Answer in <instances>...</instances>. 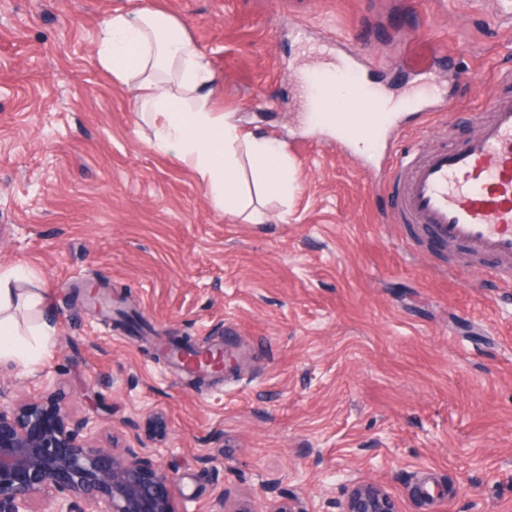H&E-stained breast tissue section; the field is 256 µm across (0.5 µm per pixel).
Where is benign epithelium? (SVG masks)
I'll return each mask as SVG.
<instances>
[{"mask_svg":"<svg viewBox=\"0 0 512 512\" xmlns=\"http://www.w3.org/2000/svg\"><path fill=\"white\" fill-rule=\"evenodd\" d=\"M98 421L77 418L52 392L14 402L0 386V512H37L48 498L53 512H174L156 489L174 484L164 469L144 467L138 453L95 444ZM342 512H397L374 483L351 481Z\"/></svg>","mask_w":512,"mask_h":512,"instance_id":"7a95c632","label":"benign epithelium"}]
</instances>
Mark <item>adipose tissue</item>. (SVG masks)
Returning <instances> with one entry per match:
<instances>
[{"label": "adipose tissue", "mask_w": 512, "mask_h": 512, "mask_svg": "<svg viewBox=\"0 0 512 512\" xmlns=\"http://www.w3.org/2000/svg\"><path fill=\"white\" fill-rule=\"evenodd\" d=\"M96 59L114 81L134 86L152 129L155 149L191 167L212 201L223 209L243 203L239 172L249 160L263 194L293 189L288 156L273 140L241 135L214 110L220 78L188 36L182 22L139 0L100 25ZM43 288L19 267L0 270V363L29 364L44 354L56 333L46 318ZM28 314L19 322L18 311Z\"/></svg>", "instance_id": "adipose-tissue-1"}]
</instances>
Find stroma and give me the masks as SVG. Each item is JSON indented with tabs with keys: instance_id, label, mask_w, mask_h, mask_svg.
<instances>
[{
	"instance_id": "obj_1",
	"label": "stroma",
	"mask_w": 512,
	"mask_h": 512,
	"mask_svg": "<svg viewBox=\"0 0 512 512\" xmlns=\"http://www.w3.org/2000/svg\"><path fill=\"white\" fill-rule=\"evenodd\" d=\"M153 3L220 75L217 109L283 144L294 191L250 224L154 149L96 63L101 18L135 0H0V269L32 273L56 328L37 364L0 363L12 397L56 383L98 445L173 474L177 512H341L354 479L398 512H512V288L411 234L382 187L396 133L428 155L512 94L499 0ZM345 57L401 104L361 154L307 107V74ZM87 281L147 331L86 310ZM184 338L243 365L155 359Z\"/></svg>"
}]
</instances>
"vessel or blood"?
Here are the masks:
<instances>
[{"instance_id": "vessel-or-blood-1", "label": "vessel or blood", "mask_w": 512, "mask_h": 512, "mask_svg": "<svg viewBox=\"0 0 512 512\" xmlns=\"http://www.w3.org/2000/svg\"><path fill=\"white\" fill-rule=\"evenodd\" d=\"M350 106L369 113L371 134L386 121L366 87H348ZM492 117L454 146L415 158L394 154L385 171L399 222L420 225L445 246H461L512 288V96L494 101Z\"/></svg>"}]
</instances>
